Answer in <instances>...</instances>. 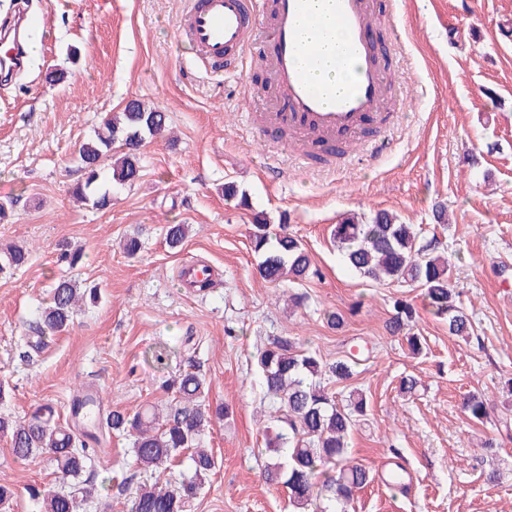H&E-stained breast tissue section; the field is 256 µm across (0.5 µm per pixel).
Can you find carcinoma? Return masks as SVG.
<instances>
[{
    "instance_id": "carcinoma-1",
    "label": "carcinoma",
    "mask_w": 512,
    "mask_h": 512,
    "mask_svg": "<svg viewBox=\"0 0 512 512\" xmlns=\"http://www.w3.org/2000/svg\"><path fill=\"white\" fill-rule=\"evenodd\" d=\"M166 127V113L138 100L113 113L79 150L83 177L72 186L73 197L97 210L110 208L112 186L131 185L139 178L142 143ZM188 232L186 224L168 225L167 243L180 246ZM330 236L353 271L371 281L387 280L423 289L433 314L448 323V334L469 340L473 327L451 288L452 263L438 250L435 240L421 241L413 225L398 222L386 210L377 211L365 222L354 214L346 216L333 225ZM250 239L263 280L274 283L286 278L295 283L309 275L311 258L302 243L286 232L270 235L264 216L254 217ZM0 252L4 255L0 271L28 263L29 251L24 247L9 245ZM86 298L95 300L96 292L79 288L70 278H59L48 303L41 308L40 332L64 331ZM393 309L395 314L386 329L393 336L405 334L415 309L400 298L394 300ZM405 339L412 353L421 352L419 337L405 334ZM256 363L264 396L274 406L271 418L280 427L266 441L270 458L264 468L266 482L285 486L297 510L347 512L355 495L374 480L366 465L350 457L348 446L357 422L366 416L367 402L359 392L350 394L347 403L340 405L324 381L351 379L358 356L351 354L325 370L317 353L302 349L292 337H279L259 351ZM172 389L174 396L163 418L153 407L132 413L115 410L105 418L107 432L130 438L136 466L155 475L153 482L137 489L131 512H190L215 468L212 451L201 447L200 440L221 412L207 408L204 378L186 372L173 380ZM490 404L484 394L472 393L466 398L465 409L482 423L490 416ZM0 435L9 437L16 459L46 455L58 472L77 480L68 492L30 488V497L42 505L43 512H79L83 504L99 502L98 487L82 479L90 461V444L97 443V438L78 434L55 421L51 406L39 407L24 420L0 416ZM184 451L190 452L193 475L174 483L160 482L161 475Z\"/></svg>"
}]
</instances>
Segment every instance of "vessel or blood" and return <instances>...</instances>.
<instances>
[{
	"label": "vessel or blood",
	"mask_w": 512,
	"mask_h": 512,
	"mask_svg": "<svg viewBox=\"0 0 512 512\" xmlns=\"http://www.w3.org/2000/svg\"><path fill=\"white\" fill-rule=\"evenodd\" d=\"M177 22L180 36L193 44L204 68L236 72L252 53L258 31L267 34L266 52L259 57L264 89L272 105L252 117L255 132L266 139L282 134V143L313 155L317 146L355 143L370 122L390 120L400 109L391 69L379 61L371 33L395 28L393 10L381 0H187ZM33 26L26 14L0 21L11 43L0 72L22 69V35ZM344 32L334 52L323 43L329 29ZM341 70L356 65V79L344 87L323 78L326 65ZM186 287L212 278V270L195 260L180 268Z\"/></svg>",
	"instance_id": "vessel-or-blood-1"
}]
</instances>
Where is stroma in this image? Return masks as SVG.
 Returning <instances> with one entry per match:
<instances>
[{"label": "stroma", "mask_w": 512, "mask_h": 512, "mask_svg": "<svg viewBox=\"0 0 512 512\" xmlns=\"http://www.w3.org/2000/svg\"><path fill=\"white\" fill-rule=\"evenodd\" d=\"M18 6L41 16L50 40L0 83V200L15 202L0 221V246L32 251L28 264L0 273V415L20 419L48 404L69 424L72 400L87 388L105 412L163 408L169 382L196 371L225 415L202 439L216 467L191 512H292L287 490L261 478L267 423L255 360L271 339L290 336L328 365L361 356L355 378L331 386L337 402L358 389L369 404L350 448L375 480L353 512H512V0H404L398 32L376 34L402 48L391 60L402 108L386 148L376 158L355 149L322 173L258 139L248 115L266 102L259 69L244 77L199 68L176 31L185 0H0V19ZM52 70L66 81L49 83ZM131 100L161 107L169 132L144 142L141 176L113 188L111 208L73 202L79 147ZM228 182L248 205L225 200ZM439 203L444 224L434 219ZM379 210L441 242L474 327L469 341L429 313L421 288L378 284L345 266L332 225ZM258 212L270 232L303 243L312 275L296 285L260 279L249 237ZM170 224L190 227L176 248L165 240ZM131 237L141 245L132 257L119 247ZM67 247L81 249L77 267L58 263ZM190 258L218 271L206 293L179 280ZM63 276L99 286L102 299L31 345L38 310ZM292 292L303 304L289 305ZM397 296L417 310L420 355L386 329ZM328 311L342 315L340 329ZM409 375L417 389L401 393ZM476 390L495 403L483 423L463 408ZM129 446L114 434L90 451L85 476L110 512H129L150 479ZM398 459L408 470L402 493L385 485ZM493 467L495 485L485 480ZM0 484L17 491L10 512H36L27 486H70L46 457L16 460L4 437Z\"/></svg>", "instance_id": "obj_1"}]
</instances>
